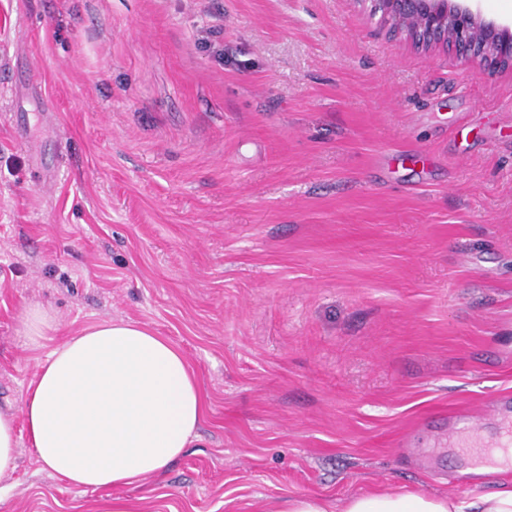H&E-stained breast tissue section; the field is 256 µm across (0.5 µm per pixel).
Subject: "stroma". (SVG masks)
I'll use <instances>...</instances> for the list:
<instances>
[{"label": "stroma", "mask_w": 512, "mask_h": 512, "mask_svg": "<svg viewBox=\"0 0 512 512\" xmlns=\"http://www.w3.org/2000/svg\"><path fill=\"white\" fill-rule=\"evenodd\" d=\"M36 305L166 337L206 411L119 490L19 446L0 512L470 497L448 432L512 395V69L373 0H0L1 409Z\"/></svg>", "instance_id": "obj_1"}]
</instances>
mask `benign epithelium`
I'll list each match as a JSON object with an SVG mask.
<instances>
[{
    "instance_id": "benign-epithelium-1",
    "label": "benign epithelium",
    "mask_w": 512,
    "mask_h": 512,
    "mask_svg": "<svg viewBox=\"0 0 512 512\" xmlns=\"http://www.w3.org/2000/svg\"><path fill=\"white\" fill-rule=\"evenodd\" d=\"M383 20L394 32L418 23L419 46L455 39L457 55L490 72L512 67V25L485 17L467 0H379Z\"/></svg>"
}]
</instances>
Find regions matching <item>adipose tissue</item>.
Returning <instances> with one entry per match:
<instances>
[{
  "label": "adipose tissue",
  "mask_w": 512,
  "mask_h": 512,
  "mask_svg": "<svg viewBox=\"0 0 512 512\" xmlns=\"http://www.w3.org/2000/svg\"><path fill=\"white\" fill-rule=\"evenodd\" d=\"M204 408L195 373L169 340L129 319L93 324L49 353L18 413L0 412V477L15 472L23 434L65 485H133L182 454ZM342 512H512V486L468 499L406 490L362 494Z\"/></svg>",
  "instance_id": "adipose-tissue-1"
}]
</instances>
